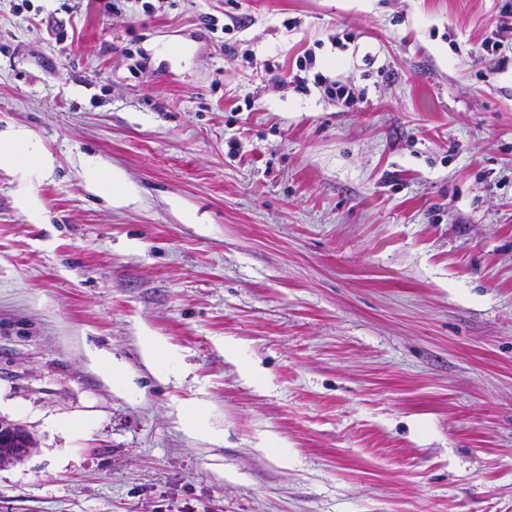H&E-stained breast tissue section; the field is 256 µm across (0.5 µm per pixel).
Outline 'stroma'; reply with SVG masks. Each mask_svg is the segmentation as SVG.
I'll list each match as a JSON object with an SVG mask.
<instances>
[{"label": "stroma", "mask_w": 512, "mask_h": 512, "mask_svg": "<svg viewBox=\"0 0 512 512\" xmlns=\"http://www.w3.org/2000/svg\"><path fill=\"white\" fill-rule=\"evenodd\" d=\"M106 2L0 0V512H512V0ZM53 158L48 153L28 152V138L23 132L0 131V164L9 163L23 180L27 169L34 166L42 171L53 168ZM97 179L105 185H112V204L127 205L130 202L129 192L125 188L121 174L107 169H97ZM142 342L143 354L149 363L162 366L165 362L176 358V353L167 348L156 336H144ZM95 360L103 372L112 380V384L118 387H124L128 384L129 380L123 366L113 360L111 356L99 353L95 355ZM2 420L4 432L0 433V468L23 462L37 448L35 437L24 425Z\"/></svg>", "instance_id": "obj_1"}]
</instances>
